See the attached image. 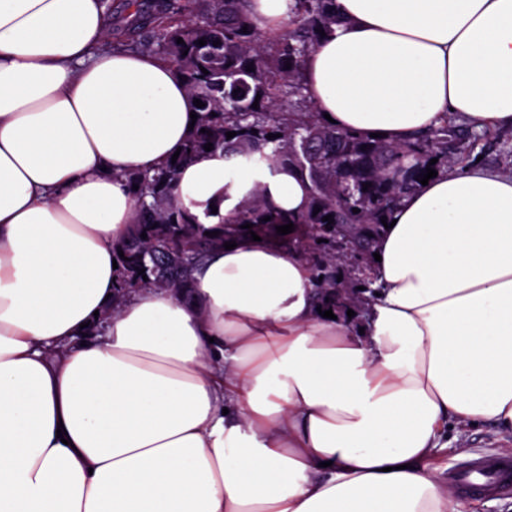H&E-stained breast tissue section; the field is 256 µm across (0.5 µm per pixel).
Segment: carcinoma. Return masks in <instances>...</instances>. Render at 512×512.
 Listing matches in <instances>:
<instances>
[{
    "mask_svg": "<svg viewBox=\"0 0 512 512\" xmlns=\"http://www.w3.org/2000/svg\"><path fill=\"white\" fill-rule=\"evenodd\" d=\"M252 2L158 0L150 13L140 0H125L124 7L135 9L131 25L151 26L161 59L178 70L205 106L196 109V125L176 163L153 174L126 175L128 186H138L132 190L138 221L118 244L124 253L118 259L122 292L147 287L178 293L189 286L194 267L210 250L253 231L303 248L322 276L323 297L334 302L338 266L344 262L333 245L336 230L350 238L360 268L354 282L343 280L342 287H371L369 259L381 218L404 194L420 187L426 167L437 171L448 164V146L460 136L454 121L445 119L417 140L393 146L339 130L321 118L307 95L303 71L321 32L337 23L334 0H287L285 26L273 33L256 25ZM179 38L183 43H177ZM200 39L205 45L198 44ZM232 131L237 135L227 138ZM207 143L213 144L212 152L235 163L266 161L295 168L308 180L307 211L290 219L258 190L236 215L204 225L173 194V185L180 169L205 154ZM433 158L438 162L432 165ZM327 215L333 223L323 220ZM246 223L252 228H242ZM289 223L293 232L277 233L276 227ZM214 231L218 235L207 236ZM141 269L145 274H139Z\"/></svg>",
    "mask_w": 512,
    "mask_h": 512,
    "instance_id": "carcinoma-1",
    "label": "carcinoma"
}]
</instances>
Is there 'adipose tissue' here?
I'll return each mask as SVG.
<instances>
[{
    "label": "adipose tissue",
    "mask_w": 512,
    "mask_h": 512,
    "mask_svg": "<svg viewBox=\"0 0 512 512\" xmlns=\"http://www.w3.org/2000/svg\"><path fill=\"white\" fill-rule=\"evenodd\" d=\"M336 7L304 68L336 128H512V0ZM111 29L100 0H0V512H453L449 425L512 434V173L401 200L359 328L318 313L301 252L248 237L187 293L117 292L123 174L171 160L194 100ZM257 186L307 206L292 167L219 154L174 193L214 225Z\"/></svg>",
    "instance_id": "1"
}]
</instances>
